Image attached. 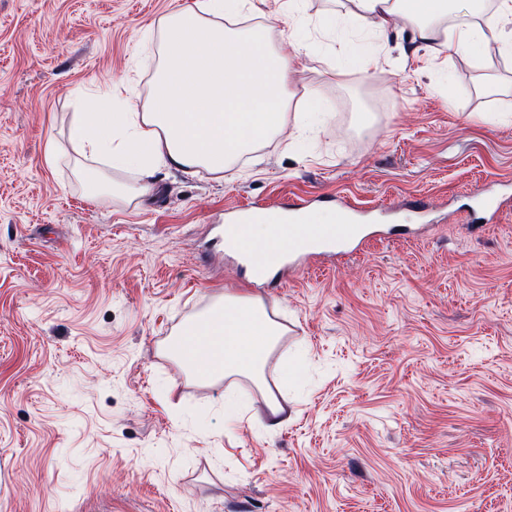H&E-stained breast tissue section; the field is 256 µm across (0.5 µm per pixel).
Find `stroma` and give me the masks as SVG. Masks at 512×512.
I'll return each mask as SVG.
<instances>
[{"instance_id":"stroma-1","label":"stroma","mask_w":512,"mask_h":512,"mask_svg":"<svg viewBox=\"0 0 512 512\" xmlns=\"http://www.w3.org/2000/svg\"><path fill=\"white\" fill-rule=\"evenodd\" d=\"M186 0H0V512H512V51L422 48L411 24L358 30L353 0H254L300 55L295 121L229 173L163 174L136 201L93 197L69 128L80 90L152 72L142 30ZM375 64L333 73L341 43ZM480 112L500 122L476 121ZM57 155L47 161V143ZM423 198L391 234L255 290L219 225L246 203ZM260 293L288 328L266 376L304 355L270 429L246 381L196 382L164 346L224 293ZM246 414L224 422V395Z\"/></svg>"}]
</instances>
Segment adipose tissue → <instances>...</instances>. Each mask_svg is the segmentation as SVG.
Segmentation results:
<instances>
[{
    "mask_svg": "<svg viewBox=\"0 0 512 512\" xmlns=\"http://www.w3.org/2000/svg\"><path fill=\"white\" fill-rule=\"evenodd\" d=\"M464 0H356L361 27L383 30L396 17L415 23L416 41L436 39L437 25L460 10ZM253 0H190L144 31L157 42L151 99L144 111L130 104L125 84L98 88L76 113L71 140L91 193L105 190L127 199L154 190L159 176L177 169L224 173L243 155L275 137L288 116V86L293 58L274 48L263 28L225 26V18L251 10ZM512 14V0H500L498 14L480 24L455 28L450 51L477 56L502 43L499 15ZM136 173L133 183L112 182L105 169ZM285 328L259 298L224 294L186 329L177 332L166 353L203 384L237 378L265 397L267 425L288 420L276 391L294 378L285 369L270 387L266 365Z\"/></svg>",
    "mask_w": 512,
    "mask_h": 512,
    "instance_id": "obj_1",
    "label": "adipose tissue"
}]
</instances>
